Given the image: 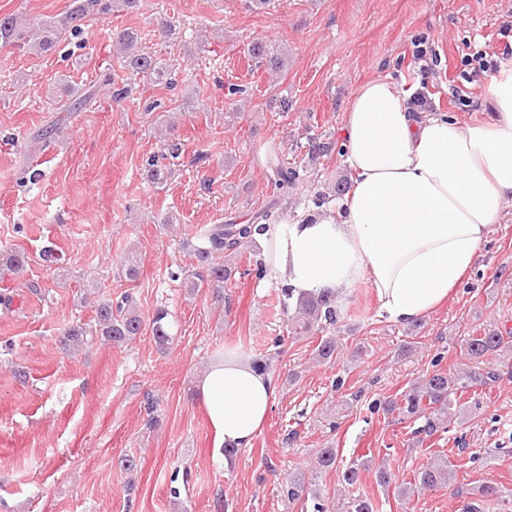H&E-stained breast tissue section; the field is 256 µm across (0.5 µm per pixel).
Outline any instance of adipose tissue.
I'll return each mask as SVG.
<instances>
[{"instance_id": "obj_1", "label": "adipose tissue", "mask_w": 512, "mask_h": 512, "mask_svg": "<svg viewBox=\"0 0 512 512\" xmlns=\"http://www.w3.org/2000/svg\"><path fill=\"white\" fill-rule=\"evenodd\" d=\"M488 98L487 121L470 124L412 111L389 81L362 84L344 131L354 184L336 207L254 230L267 278L340 302L367 284L380 312L401 324L445 302L512 198V71L493 79ZM196 388L219 444L251 447L274 398L270 375L229 352Z\"/></svg>"}]
</instances>
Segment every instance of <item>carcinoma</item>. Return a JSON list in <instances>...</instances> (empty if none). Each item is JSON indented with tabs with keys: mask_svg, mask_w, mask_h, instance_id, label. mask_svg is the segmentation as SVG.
<instances>
[{
	"mask_svg": "<svg viewBox=\"0 0 512 512\" xmlns=\"http://www.w3.org/2000/svg\"><path fill=\"white\" fill-rule=\"evenodd\" d=\"M139 6V0H71L68 11L60 19L49 18L36 21L31 25L23 23L21 17L14 14L0 16V47L11 46L19 50L35 51L45 54L58 45L67 35L81 33L85 20L91 15H109L115 11H131ZM112 43L121 58V67L127 76L116 81L115 75L106 73L101 86L112 89V100L121 102L133 95L135 80L140 75H148L159 84L167 87L174 85L170 73L163 68L160 61L150 52L139 47L140 37L137 30L124 28L112 36ZM249 55L264 63L272 71L283 67V60L271 52L268 46L255 41L251 44ZM61 93L67 101L63 107L66 112H78L90 103L98 94V86L91 85L76 96L73 88L63 83ZM268 178L274 185L277 195L284 196L301 181L300 169L286 167L278 155L274 154L268 161ZM252 224H211L202 229L197 236L198 245L193 252L205 273H191L183 276L176 272L170 277H183L186 287L194 291L207 283L212 288V295L218 302L224 301V280L233 273L231 267L224 264V257L230 256L250 243ZM26 265L24 255L13 250L0 249V266L15 274L22 272ZM94 323L76 324L63 333L64 344L69 347L82 348L100 337L114 344L126 343L136 339L143 330V320L135 301L130 294L114 301L110 298L95 305ZM338 322V310L333 297H300L297 299L294 315L289 322L290 329L303 332L315 331L320 340L313 349V360L319 364L336 361L338 344L336 337L327 335ZM170 322L168 312L156 310L152 318V336L162 349L169 340ZM512 341L499 331L488 330L479 336L469 337L464 344L462 365L453 370L442 367L444 353L439 352L434 358L431 373L417 384L403 391L400 396L371 406V412H382L402 423L409 421L418 424L414 434L431 436L444 431L452 421L459 419L461 408L458 403L462 395L476 385L486 383L495 374L484 371L481 364L488 358L508 352ZM340 468L338 450L333 447L317 448L312 454V472L327 473ZM342 469V468H340ZM369 469L366 461H354L342 469L341 476L345 484L353 486L360 480L361 473ZM452 470L445 458H435L416 470L411 487L401 490L404 498L418 491L432 490L450 482ZM501 489L493 484H484L471 492L472 499L467 503V512H495V503L500 497ZM281 494L288 501L299 502L305 512H327V504L320 490L308 480L302 471L291 473L281 483Z\"/></svg>",
	"mask_w": 512,
	"mask_h": 512,
	"instance_id": "cac0c4a2",
	"label": "carcinoma"
}]
</instances>
